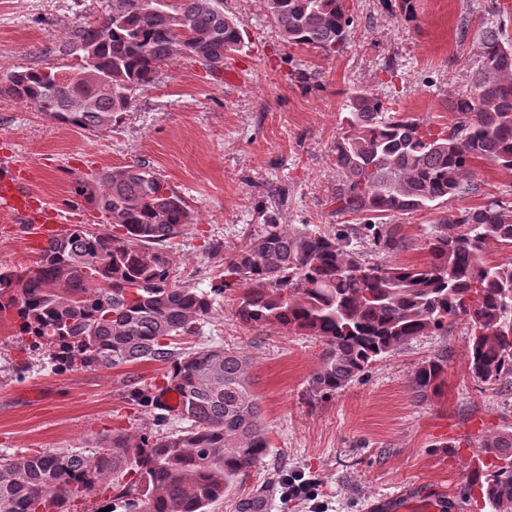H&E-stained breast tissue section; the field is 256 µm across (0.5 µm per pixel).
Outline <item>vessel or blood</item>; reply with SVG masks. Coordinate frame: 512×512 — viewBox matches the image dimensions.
<instances>
[{
  "label": "vessel or blood",
  "instance_id": "b4317fda",
  "mask_svg": "<svg viewBox=\"0 0 512 512\" xmlns=\"http://www.w3.org/2000/svg\"><path fill=\"white\" fill-rule=\"evenodd\" d=\"M0 207L27 217L35 216L42 239L56 236L64 229L60 212L38 202L34 193L28 190L27 179L18 168L0 171Z\"/></svg>",
  "mask_w": 512,
  "mask_h": 512
}]
</instances>
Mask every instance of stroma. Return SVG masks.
I'll return each instance as SVG.
<instances>
[{
	"label": "stroma",
	"instance_id": "stroma-1",
	"mask_svg": "<svg viewBox=\"0 0 512 512\" xmlns=\"http://www.w3.org/2000/svg\"><path fill=\"white\" fill-rule=\"evenodd\" d=\"M488 0H415L416 18L390 17L382 0H349L353 17L342 52L293 47L262 0H224V13L245 34L241 52L209 72L190 58L162 66L111 126L59 124L33 106L0 97V161L26 166L29 187L74 224L111 232L75 192L78 178L149 162L185 201L193 222L175 254L177 281L209 289L222 258L217 243L242 246L269 222L332 229L355 223L331 215L336 186L333 145L349 92L381 95L388 111L439 126L449 93L480 67V29ZM112 0H0V70H55L77 65L71 34L101 21ZM473 189L448 199L450 213L491 200L512 204V171L472 164ZM436 212L393 217L405 250L366 260L424 262ZM41 244L32 225L0 209V264L33 267ZM224 297L187 349L223 345L250 359L249 378L271 441L267 457L234 484L212 512H236L257 486L288 476L313 482L323 512H480L459 497L467 464L479 455L482 430L512 428V387L481 385L467 372L469 332L458 320L444 336H419L372 363L364 376L329 398L308 381L324 344L276 328H248ZM447 358L439 393L418 397L412 374L427 358ZM166 367L139 362L54 372L45 353L25 354L0 325V454L79 450L120 429L156 428V409L131 398L161 381Z\"/></svg>",
	"mask_w": 512,
	"mask_h": 512
}]
</instances>
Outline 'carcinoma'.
I'll return each instance as SVG.
<instances>
[{
	"instance_id": "obj_1",
	"label": "carcinoma",
	"mask_w": 512,
	"mask_h": 512,
	"mask_svg": "<svg viewBox=\"0 0 512 512\" xmlns=\"http://www.w3.org/2000/svg\"><path fill=\"white\" fill-rule=\"evenodd\" d=\"M292 46L331 54L348 41L347 0H263ZM396 18H414L415 0H383ZM79 67L0 72V94L48 118L99 128L127 111L157 69L180 57L213 72L241 50L242 32L224 16V0H112L99 25L73 35ZM481 67L448 98V125L437 130L388 112L382 97L354 91L334 145L332 213L360 224L324 231L314 224H270L224 256L209 290L171 283L176 239L192 215L146 163L78 181L112 224V234L74 225L47 241L37 266L0 265V322L48 353L54 370L168 365L164 385L180 396L170 432L99 438L94 453L44 451L0 456V512H47L50 504L112 489L111 512H210L233 483L269 452L249 359L222 345L182 353L174 340L197 336L216 299L237 292L233 316L250 328L276 327L325 345L310 390L329 397L362 377L378 358L416 336H445L464 318L470 330L468 373L485 385L512 380V206L498 200L441 215L426 236L427 261L369 264L360 244L382 254L403 248L383 219L436 207L465 189L471 163L512 171V38L502 24L483 28ZM445 360L414 371L418 396L437 392ZM483 455L470 464L465 491L491 512H512V430L479 436ZM273 484L255 489L237 512H269Z\"/></svg>"
}]
</instances>
